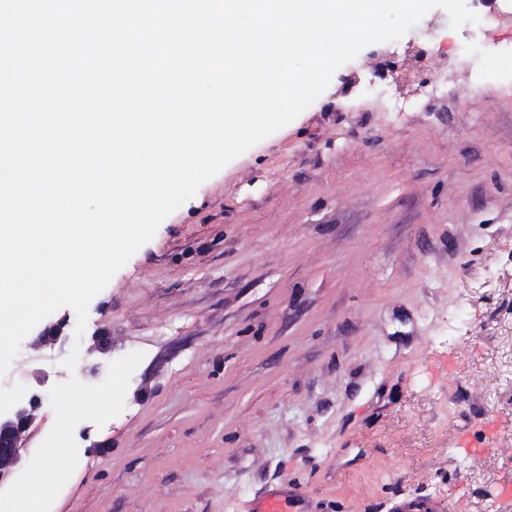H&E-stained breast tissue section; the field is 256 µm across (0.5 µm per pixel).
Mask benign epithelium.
<instances>
[{"label":"benign epithelium","instance_id":"obj_1","mask_svg":"<svg viewBox=\"0 0 512 512\" xmlns=\"http://www.w3.org/2000/svg\"><path fill=\"white\" fill-rule=\"evenodd\" d=\"M64 336V324L49 323L38 334V340L55 344ZM41 403V398L34 393L27 398H20L13 404L0 405V486L4 485L13 474V467L21 458L24 443L34 419V411Z\"/></svg>","mask_w":512,"mask_h":512}]
</instances>
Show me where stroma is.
<instances>
[{"instance_id": "obj_1", "label": "stroma", "mask_w": 512, "mask_h": 512, "mask_svg": "<svg viewBox=\"0 0 512 512\" xmlns=\"http://www.w3.org/2000/svg\"><path fill=\"white\" fill-rule=\"evenodd\" d=\"M468 6L367 45L204 182L83 334L62 307L66 342L23 338L2 404L143 355L123 410L75 427L50 512H246L264 486L303 512H512V0Z\"/></svg>"}]
</instances>
